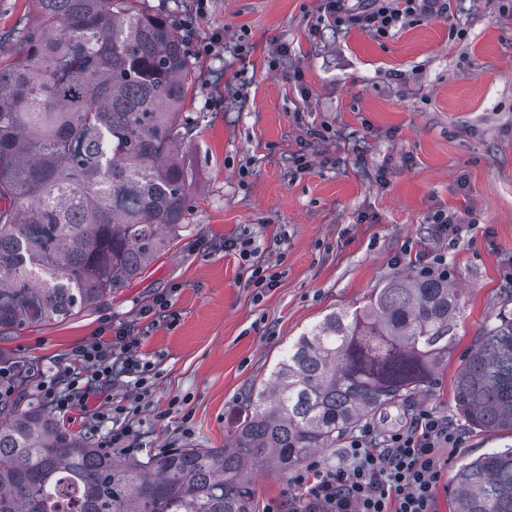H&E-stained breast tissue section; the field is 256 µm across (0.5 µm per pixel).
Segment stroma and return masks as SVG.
<instances>
[{
    "instance_id": "35a3bbf8",
    "label": "stroma",
    "mask_w": 512,
    "mask_h": 512,
    "mask_svg": "<svg viewBox=\"0 0 512 512\" xmlns=\"http://www.w3.org/2000/svg\"><path fill=\"white\" fill-rule=\"evenodd\" d=\"M178 26L193 63L179 148L193 174L186 229L141 278L96 311L0 336L1 360L53 375L72 349L138 327L149 393L134 417L135 457L220 448L244 390L268 379L289 344L339 308H354L396 275L420 277L435 254L462 290L455 350L422 392L378 410L374 435L419 410L457 420L458 369L496 315L512 310V17L495 0H451L380 36L327 20L321 0H151ZM35 0H0V62L23 55L16 32ZM214 51L202 47L214 34ZM246 52H239V43ZM318 130L322 139H311ZM307 150L309 164L293 162ZM462 216L454 242L436 240L438 211ZM250 239L279 275L256 292L225 240ZM168 295L173 324L142 312ZM124 377L63 414L88 433L94 413L129 404ZM512 445V432L466 430L447 451L437 490L449 512L462 464Z\"/></svg>"
}]
</instances>
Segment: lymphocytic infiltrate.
I'll use <instances>...</instances> for the list:
<instances>
[{
  "mask_svg": "<svg viewBox=\"0 0 512 512\" xmlns=\"http://www.w3.org/2000/svg\"><path fill=\"white\" fill-rule=\"evenodd\" d=\"M322 6L336 22L378 33L411 15L438 16L450 9L449 0H323ZM137 348V339L125 329L114 339H97L72 350L68 364L50 376L35 365L24 369L19 362L0 361V405L14 402L24 383L32 384L45 406L59 414L85 405L120 375L145 389L151 368L138 358ZM129 412V407L116 406L96 414V427L108 429L103 448H138L139 434ZM462 440L461 430L447 416L419 410L406 428L382 440L368 433L352 439L339 466L310 464L292 479L301 494L270 501L264 512H438L436 490L448 468L440 451Z\"/></svg>",
  "mask_w": 512,
  "mask_h": 512,
  "instance_id": "f902f5d3",
  "label": "lymphocytic infiltrate"
}]
</instances>
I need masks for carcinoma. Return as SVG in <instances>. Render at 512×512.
Returning a JSON list of instances; mask_svg holds the SVG:
<instances>
[{
    "instance_id": "obj_1",
    "label": "carcinoma",
    "mask_w": 512,
    "mask_h": 512,
    "mask_svg": "<svg viewBox=\"0 0 512 512\" xmlns=\"http://www.w3.org/2000/svg\"><path fill=\"white\" fill-rule=\"evenodd\" d=\"M0 66V335L104 305L185 228L193 174L176 145L193 63L148 0H36ZM461 289L394 276L327 315L244 393L222 448L116 459L36 409L0 417V512H253L251 473L334 448L421 391L451 355ZM458 415L512 431V313L458 370ZM450 512H512V447L461 466Z\"/></svg>"
}]
</instances>
